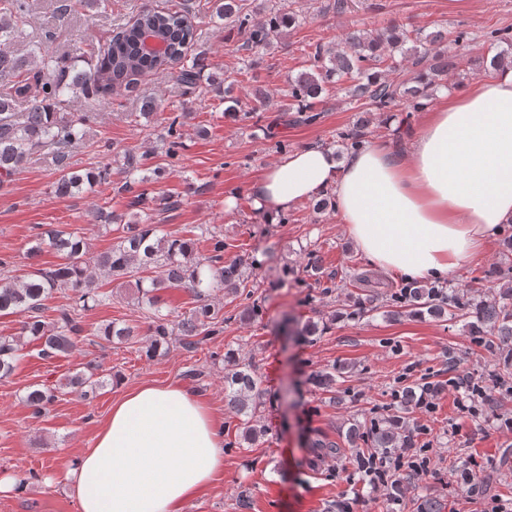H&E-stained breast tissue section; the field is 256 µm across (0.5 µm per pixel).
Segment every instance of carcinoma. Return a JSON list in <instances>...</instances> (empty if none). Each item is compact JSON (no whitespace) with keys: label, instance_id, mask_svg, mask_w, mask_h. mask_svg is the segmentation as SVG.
I'll return each instance as SVG.
<instances>
[{"label":"carcinoma","instance_id":"1","mask_svg":"<svg viewBox=\"0 0 512 512\" xmlns=\"http://www.w3.org/2000/svg\"><path fill=\"white\" fill-rule=\"evenodd\" d=\"M107 0H59L57 11L65 16L77 6L91 12L106 5ZM29 13V0H0V184L24 169L35 154L51 152L58 178L53 183L54 193L69 197L76 193H90L107 179L108 169L75 170L68 163L70 149L86 141L94 112H68L66 105L73 97L104 99L117 88H130L144 74L166 76L173 65H179L175 79L187 94L200 88L202 80L213 81L205 74L208 64L199 54L188 55L195 41L196 27L185 15V9L158 10L144 4L131 24L114 31L105 49L88 44L83 55L86 66L49 51L41 40L29 43L25 57L13 54L11 47L22 35ZM212 13L235 28L242 35L241 48L258 52L272 46L284 30L298 22L297 15L278 9L256 20L241 8L239 0H213ZM155 25L168 43L167 55L156 58L145 55L139 46L137 26ZM457 47L453 54L437 47L445 41ZM472 38L466 31L453 36L436 29H408L393 25L384 29L345 34L335 48L315 45L308 52L310 65L287 79L284 97L288 103L285 112H301L304 121L319 118L315 104L333 88H342L351 100L359 103L363 112H398L400 107L414 111L430 102L434 92L449 75L471 65L469 47ZM486 51L482 56L483 70L512 68V28H497L486 33ZM26 111L18 112L19 104ZM184 113L174 112L163 118L164 155L156 164L148 163L151 155L126 150L122 156L124 182L118 192H129L133 186L154 182V177L173 166L183 144ZM337 143L352 153L364 145L360 134L351 130L336 133ZM149 197L143 188L128 203L138 209L137 221L126 223V231L112 248L97 256H88L85 238L66 228L51 227L36 235L28 255L37 257L44 247L58 253L62 262L52 267L37 268L23 278H0V313L22 314V333L43 341L41 355L46 358L68 353L75 337L81 332L73 310L60 309L59 319L49 324L44 320V300L57 288H69L75 303L99 302L95 271L101 270L114 278L138 276V288L145 305L154 311L152 330L154 347L146 351L151 357L156 346L169 336L168 323L159 314L153 292L181 286L195 297L204 299L210 290L222 286H236L245 260L224 264V238L211 237L210 253L194 256L193 243L184 238L159 235L155 214L148 211ZM156 270V275L142 277L140 273ZM390 307L409 308L415 315L428 314L452 319L475 314L471 328L477 333L490 328L485 346L496 349L512 342V289L502 292L490 301L474 303L460 295L448 294L440 282L428 280L408 282L390 293ZM224 319L204 304L194 310L180 325L181 335L196 338L201 343L218 334ZM19 361L18 348L10 340H0V380L10 378ZM228 364L224 373V399L238 418L234 425L236 440L228 443L233 448L245 442L253 445L266 434L260 422V408L265 390L253 365L237 361L233 351L224 353ZM346 365L333 366L312 376L313 385L329 391L337 379L344 377ZM73 388L96 390L103 382L82 371L68 380ZM420 388L405 385L387 407L388 414L370 421H356L348 429V437L355 447V470H360L361 456L382 449L392 454L402 448L415 447L414 437L403 426L404 414L417 404ZM55 398L53 390L34 389L26 396L28 406L39 415ZM313 457L320 460L337 453L338 446L320 438L311 443ZM445 504L431 495L419 497L416 512H443Z\"/></svg>","mask_w":512,"mask_h":512}]
</instances>
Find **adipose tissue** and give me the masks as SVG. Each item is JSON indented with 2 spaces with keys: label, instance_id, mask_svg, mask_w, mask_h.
<instances>
[{
  "label": "adipose tissue",
  "instance_id": "obj_1",
  "mask_svg": "<svg viewBox=\"0 0 512 512\" xmlns=\"http://www.w3.org/2000/svg\"><path fill=\"white\" fill-rule=\"evenodd\" d=\"M401 162L376 142L339 162L307 146L251 187L276 217L333 192L347 235L373 268L406 279L442 278L479 257L512 223V69L438 96ZM224 473V424L180 382L126 390L92 447L61 472L78 512H182Z\"/></svg>",
  "mask_w": 512,
  "mask_h": 512
}]
</instances>
